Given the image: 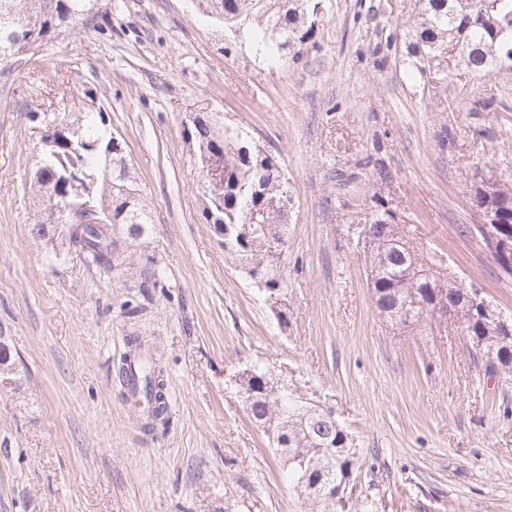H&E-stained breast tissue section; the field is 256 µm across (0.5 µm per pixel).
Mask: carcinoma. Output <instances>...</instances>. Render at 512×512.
<instances>
[{
    "instance_id": "carcinoma-1",
    "label": "carcinoma",
    "mask_w": 512,
    "mask_h": 512,
    "mask_svg": "<svg viewBox=\"0 0 512 512\" xmlns=\"http://www.w3.org/2000/svg\"><path fill=\"white\" fill-rule=\"evenodd\" d=\"M199 11L213 22L240 25L239 43L247 44L261 61L295 60L315 33L321 0H198ZM85 0H0V63L17 57L13 50L14 31L42 33L65 19L81 17ZM412 28L414 41L407 46L403 63L412 80L426 88L452 81L460 72L474 80L491 74L512 72V0H414ZM461 51L448 55V45ZM505 113L500 130L477 131L486 148L512 131L506 100L470 102L471 112ZM72 134L65 142L45 149L41 173L35 175L32 190L50 202L64 191L67 174L59 165L62 155L69 168L78 167L93 178L91 206L81 209L70 225L74 251L88 265L112 268L118 245L110 228L120 225L131 238L141 236L150 215L137 198L131 168L122 143L115 142L107 128L103 109L78 112ZM189 149L197 170L205 168L215 155L224 164L223 210H214L210 228L224 243V252L247 269L262 263L267 251L264 235L243 238V220L254 214L261 224H281L279 211L270 200L288 192L280 179L278 163L257 166L262 152L247 133H238L215 122L192 133ZM473 216L490 212L491 224H470L471 237L490 251L491 241H512V170L493 175L492 168L476 165L469 180ZM368 240L362 246L363 265L375 307L383 322L399 334L430 327L435 315L453 308V318L468 336L473 361L489 376L512 378V333L503 330L472 298L481 290L448 287L450 264L438 251L419 243L406 224L395 223L392 209L377 199L367 215ZM9 379L11 388L23 385L6 337L0 335V382ZM163 371L155 362L145 368L144 388L153 400L152 414L167 410ZM252 418L272 434L279 456H288V481L298 484L300 460L313 458L323 448L336 449L335 486L347 485L353 473L351 442L339 422H318L314 406L292 400L283 391L275 397L260 382L249 380L241 388Z\"/></svg>"
}]
</instances>
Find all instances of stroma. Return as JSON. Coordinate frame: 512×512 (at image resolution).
<instances>
[{
  "instance_id": "35a3bbf8",
  "label": "stroma",
  "mask_w": 512,
  "mask_h": 512,
  "mask_svg": "<svg viewBox=\"0 0 512 512\" xmlns=\"http://www.w3.org/2000/svg\"><path fill=\"white\" fill-rule=\"evenodd\" d=\"M322 5L285 65L232 44L192 0H100L0 67V334L27 376L0 389V512H304L234 381L258 360L330 397L353 439L351 512H512V380L485 376L455 326L393 334L351 232L382 197L512 311V279L465 232L474 164L512 157V139L493 153L474 140L497 119L465 102L512 101V74L421 90L402 63L413 0ZM92 102L151 216L140 238L115 229L109 270L30 233L40 119ZM194 111L247 131L288 176L287 324L204 219ZM134 337L167 380L169 411L149 431L114 373Z\"/></svg>"
}]
</instances>
